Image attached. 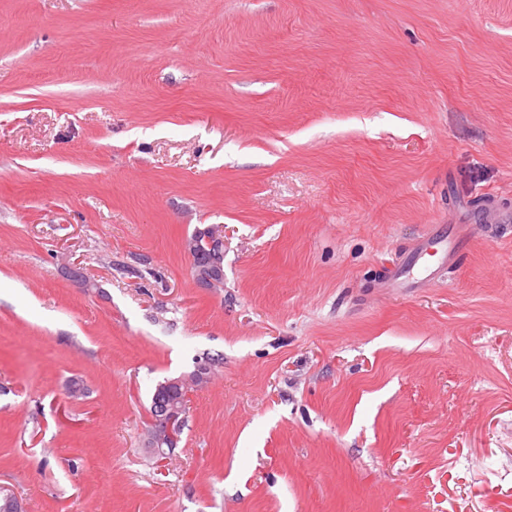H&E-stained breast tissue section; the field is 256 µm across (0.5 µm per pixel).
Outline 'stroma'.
I'll return each mask as SVG.
<instances>
[{"label":"stroma","instance_id":"35a3bbf8","mask_svg":"<svg viewBox=\"0 0 512 512\" xmlns=\"http://www.w3.org/2000/svg\"><path fill=\"white\" fill-rule=\"evenodd\" d=\"M0 491L512 512V0H0ZM223 226H211L208 229V233L205 238L206 246L209 248V250L214 253V256L216 257L217 261L207 270V272H202L201 275H198V278L208 284L209 282H212V280L216 277H222L223 276V270H224V255H223V269L220 262V257L222 256V251L224 248V236H223ZM156 410L151 415L152 451L161 459L178 444L186 421V412L167 398L154 397Z\"/></svg>","mask_w":512,"mask_h":512}]
</instances>
